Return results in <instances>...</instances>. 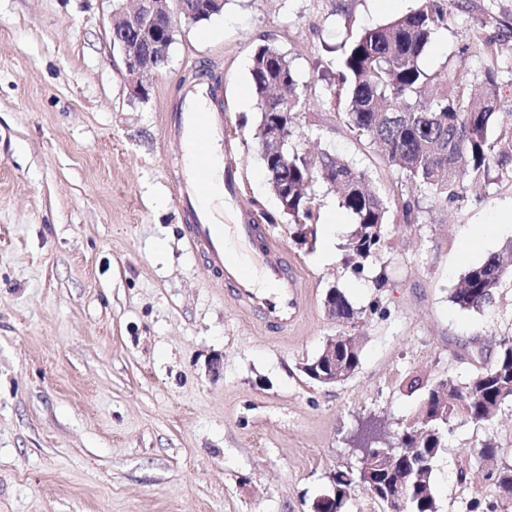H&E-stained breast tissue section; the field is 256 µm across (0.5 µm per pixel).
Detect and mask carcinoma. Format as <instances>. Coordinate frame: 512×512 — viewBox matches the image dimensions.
<instances>
[{
  "label": "carcinoma",
  "instance_id": "1",
  "mask_svg": "<svg viewBox=\"0 0 512 512\" xmlns=\"http://www.w3.org/2000/svg\"><path fill=\"white\" fill-rule=\"evenodd\" d=\"M192 20L208 21L221 9L202 8L203 0H190ZM448 0H419L409 13L385 25L364 30L344 50L339 63V82L346 97L344 119L359 137L379 147L382 159L404 174L406 181L432 191L434 198L446 203L459 197L468 180H477L505 157L503 144L512 145V126L493 134L498 123L497 72L484 71V91L472 92L466 71L450 70L438 83L436 92H428L434 83L421 65L422 57L434 35L448 28ZM250 75L259 112L290 114L307 106L291 62L271 44L256 48L251 58ZM268 182L288 179V210L282 211L296 224L313 217L310 191L321 181L338 192L339 206L355 218L356 228L349 250L356 258L366 259L384 243L387 206L384 199L367 188L368 175L346 160L328 153L313 156L296 148L288 150V169L265 167ZM512 282V265L500 254L470 267L459 279L450 298L463 310L485 312L497 302L500 289ZM328 303L336 318L348 319L352 308L345 295L334 291ZM491 363L464 380L447 378L442 387L428 390L417 408L426 418L428 434L416 439L411 427L405 432V448L418 449L417 456L428 463L424 477L410 488L409 512H438L431 480L435 464L447 447L448 437L459 423L491 425L503 408L512 405V336L494 339ZM336 363L353 373L360 364V347L336 336ZM336 508L347 512L351 491L358 486L359 474L353 469L338 470ZM372 480L376 498L385 499L395 492L400 469L376 462ZM503 497L512 499V467L486 473Z\"/></svg>",
  "mask_w": 512,
  "mask_h": 512
}]
</instances>
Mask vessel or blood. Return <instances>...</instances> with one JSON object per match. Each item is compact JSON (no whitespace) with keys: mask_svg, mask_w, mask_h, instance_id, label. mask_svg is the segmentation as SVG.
Here are the masks:
<instances>
[{"mask_svg":"<svg viewBox=\"0 0 512 512\" xmlns=\"http://www.w3.org/2000/svg\"><path fill=\"white\" fill-rule=\"evenodd\" d=\"M219 80L188 90L170 116L168 132L182 148L183 171L176 196L187 243L205 258L206 269L223 279L232 299L280 332L301 319L307 284L289 269L284 249L252 213L236 224L216 223L204 204L213 189L215 169L223 171V190L236 193L232 145L224 135Z\"/></svg>","mask_w":512,"mask_h":512,"instance_id":"b4317fda","label":"vessel or blood"}]
</instances>
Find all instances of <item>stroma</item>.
<instances>
[{
  "label": "stroma",
  "instance_id": "stroma-1",
  "mask_svg": "<svg viewBox=\"0 0 512 512\" xmlns=\"http://www.w3.org/2000/svg\"><path fill=\"white\" fill-rule=\"evenodd\" d=\"M416 4L227 0L210 21L178 26L140 101L111 42V0H0V512H313L330 473L357 465L362 422L393 435L413 414L411 378H465L493 338L512 336V284L490 314L450 300L467 269L512 239V154L439 204L326 96L343 42ZM450 9L423 68L464 69L477 84L495 68L498 122L512 125V0ZM265 43L288 56L312 103L293 116L297 144L365 170L387 203L385 243L361 264L346 258L355 220L334 191L314 184L307 244L270 190L250 80ZM210 72L236 139L239 200L308 285L285 334L238 309L186 244L173 190L182 158L164 123ZM409 205L417 223L406 221ZM332 288L352 318L328 316ZM340 334L360 342L357 371L335 386L312 382L302 365ZM489 441L491 464L480 455ZM505 464L511 406L492 426H455L434 471L439 512L474 502L512 512L485 479Z\"/></svg>",
  "mask_w": 512,
  "mask_h": 512
}]
</instances>
